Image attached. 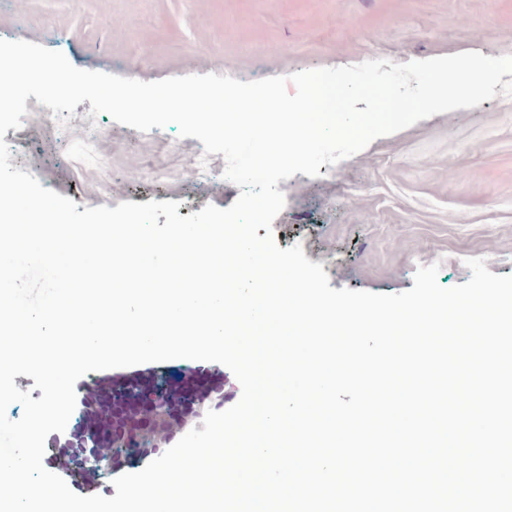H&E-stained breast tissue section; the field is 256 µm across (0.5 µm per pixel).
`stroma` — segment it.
Masks as SVG:
<instances>
[{
	"instance_id": "35a3bbf8",
	"label": "stroma",
	"mask_w": 512,
	"mask_h": 512,
	"mask_svg": "<svg viewBox=\"0 0 512 512\" xmlns=\"http://www.w3.org/2000/svg\"><path fill=\"white\" fill-rule=\"evenodd\" d=\"M0 38L142 81L216 73L247 82L372 59L512 55V0H0ZM26 107L12 167L79 207L175 201L185 217L240 194L222 155H211L210 177L195 174L203 145L176 126L142 133L90 115L85 101L63 128L36 98ZM278 188V246L301 245L334 289L399 293L435 262L440 285L452 287L469 280L470 257L512 274V97L420 120Z\"/></svg>"
}]
</instances>
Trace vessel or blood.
<instances>
[{"label": "vessel or blood", "instance_id": "1", "mask_svg": "<svg viewBox=\"0 0 512 512\" xmlns=\"http://www.w3.org/2000/svg\"><path fill=\"white\" fill-rule=\"evenodd\" d=\"M224 371L215 362L175 359L86 374L78 380L73 422L46 440L43 463L82 496H114L113 478L131 472L117 444L138 445L147 466L192 428L207 411L224 408ZM108 460L109 483L77 475L73 448Z\"/></svg>", "mask_w": 512, "mask_h": 512}]
</instances>
